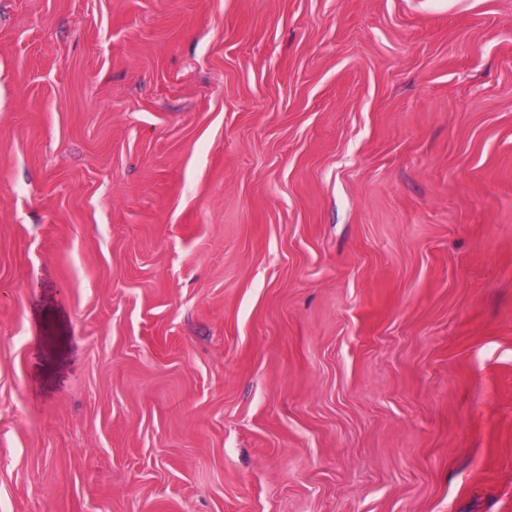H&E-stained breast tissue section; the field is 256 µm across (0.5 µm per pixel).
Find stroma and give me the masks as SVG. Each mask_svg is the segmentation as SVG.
<instances>
[{
	"mask_svg": "<svg viewBox=\"0 0 512 512\" xmlns=\"http://www.w3.org/2000/svg\"><path fill=\"white\" fill-rule=\"evenodd\" d=\"M0 512H512V0H0Z\"/></svg>",
	"mask_w": 512,
	"mask_h": 512,
	"instance_id": "obj_1",
	"label": "stroma"
}]
</instances>
